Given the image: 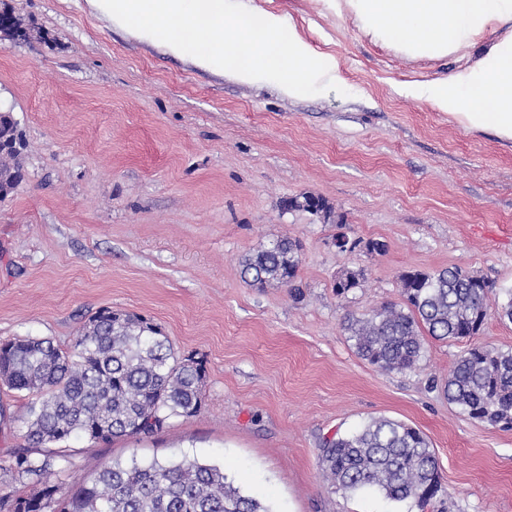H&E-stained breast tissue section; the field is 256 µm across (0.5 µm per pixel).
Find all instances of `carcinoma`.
<instances>
[{
  "label": "carcinoma",
  "instance_id": "carcinoma-1",
  "mask_svg": "<svg viewBox=\"0 0 512 512\" xmlns=\"http://www.w3.org/2000/svg\"><path fill=\"white\" fill-rule=\"evenodd\" d=\"M24 140L8 110L0 112V185L12 194L22 182ZM287 207L319 214L328 202L305 194ZM293 239L277 237L242 262L251 287L277 283L303 297ZM401 303H383L343 329L356 353L383 371L416 369L426 338L469 342L453 362L443 391L469 418L512 429V351L474 343L492 314L512 322V297L491 310L495 283L460 267L410 270L401 276ZM8 388L33 396L15 416L0 404V425L23 432L24 444L0 458V472L31 486L19 494L0 480V512H270L234 486L218 464L183 456L115 461L94 482L67 488L72 437L107 444L115 437L148 438L179 418L195 415L204 399L205 365L182 356L151 320L105 307L90 317L69 349L47 338L0 342ZM323 476L346 493L373 488L393 502L425 509L442 491L435 452L418 429L387 417L348 435L327 439Z\"/></svg>",
  "mask_w": 512,
  "mask_h": 512
}]
</instances>
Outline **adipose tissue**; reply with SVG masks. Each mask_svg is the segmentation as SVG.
Listing matches in <instances>:
<instances>
[{"instance_id": "obj_1", "label": "adipose tissue", "mask_w": 512, "mask_h": 512, "mask_svg": "<svg viewBox=\"0 0 512 512\" xmlns=\"http://www.w3.org/2000/svg\"><path fill=\"white\" fill-rule=\"evenodd\" d=\"M373 40L410 57H445L490 29L503 35L470 69L411 87L413 97L471 130L512 141V0H331ZM96 17L160 40L174 56L287 94L343 86L336 61L314 53L282 15L240 0H86Z\"/></svg>"}]
</instances>
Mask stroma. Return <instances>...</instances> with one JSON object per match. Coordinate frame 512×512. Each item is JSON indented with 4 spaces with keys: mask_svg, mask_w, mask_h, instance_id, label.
Instances as JSON below:
<instances>
[{
    "mask_svg": "<svg viewBox=\"0 0 512 512\" xmlns=\"http://www.w3.org/2000/svg\"><path fill=\"white\" fill-rule=\"evenodd\" d=\"M336 59L344 87L291 96L170 56L85 0H0L27 30L0 39V104L23 133L25 175L0 200V340L70 347L100 308L140 314L202 357L200 410L149 438L70 440L67 485L115 460L184 454L222 465L272 512H422L372 489L333 490L319 449L387 417L432 443L445 492L423 512H512V431L439 390L460 343L427 340L419 368L383 372L353 350L347 313L400 299L411 269L459 265L512 288V141L407 96L474 65L375 43L324 0H253ZM311 193L321 218L287 209ZM361 240L351 252L337 233ZM276 236L300 240L295 301L241 278ZM382 240L384 254L363 244ZM364 275L337 294L336 279Z\"/></svg>",
    "mask_w": 512,
    "mask_h": 512,
    "instance_id": "obj_1",
    "label": "stroma"
}]
</instances>
